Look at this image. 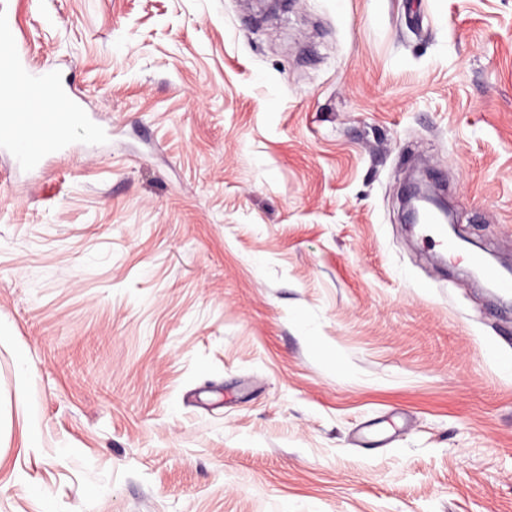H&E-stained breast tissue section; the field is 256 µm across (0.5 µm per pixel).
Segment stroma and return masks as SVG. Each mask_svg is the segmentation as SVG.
<instances>
[{
  "label": "stroma",
  "instance_id": "obj_1",
  "mask_svg": "<svg viewBox=\"0 0 512 512\" xmlns=\"http://www.w3.org/2000/svg\"><path fill=\"white\" fill-rule=\"evenodd\" d=\"M104 135L0 155V512H512V0H10ZM35 447H28V435ZM412 187V185H411ZM404 196V201L407 206L406 220L409 224L419 223L421 217H424L430 208L435 209L441 217L448 221V225L455 232V221L452 210L448 207L445 200H442L426 191L411 190ZM416 203H420L419 205Z\"/></svg>",
  "mask_w": 512,
  "mask_h": 512
}]
</instances>
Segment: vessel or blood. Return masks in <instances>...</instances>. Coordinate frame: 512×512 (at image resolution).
Instances as JSON below:
<instances>
[{"label":"vessel or blood","mask_w":512,"mask_h":512,"mask_svg":"<svg viewBox=\"0 0 512 512\" xmlns=\"http://www.w3.org/2000/svg\"><path fill=\"white\" fill-rule=\"evenodd\" d=\"M17 30L15 19L0 15V144L10 146L24 165L38 168L65 149L71 129L81 128L89 140L96 139L99 131L71 83L22 55ZM30 98L44 100L45 108L21 111V103ZM34 136L42 138L43 147L26 149L27 140Z\"/></svg>","instance_id":"b4317fda"}]
</instances>
